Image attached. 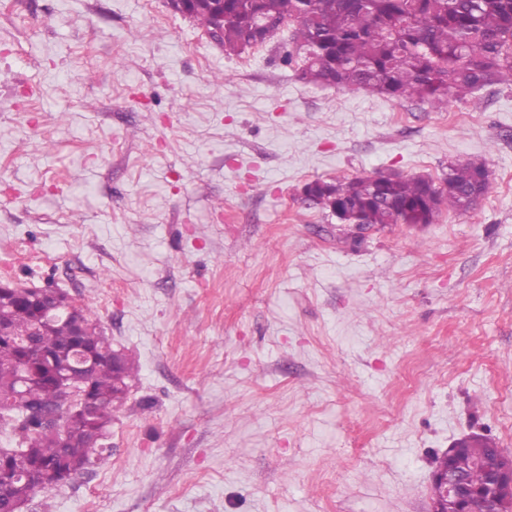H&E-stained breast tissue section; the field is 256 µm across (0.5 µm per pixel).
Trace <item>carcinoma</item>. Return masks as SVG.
I'll use <instances>...</instances> for the list:
<instances>
[{
  "label": "carcinoma",
  "mask_w": 512,
  "mask_h": 512,
  "mask_svg": "<svg viewBox=\"0 0 512 512\" xmlns=\"http://www.w3.org/2000/svg\"><path fill=\"white\" fill-rule=\"evenodd\" d=\"M192 0L187 17L213 35L224 53L240 54L267 43L290 28L280 43L282 60L300 65L307 84L358 89L399 101L446 106L491 85L512 87V0ZM485 161L448 165L447 189L439 191L422 177L356 176L307 183L304 200L338 221L363 224H430L441 208L467 210L487 192L478 176ZM43 288L0 289V512H12L38 491L109 462L103 440L112 423V407L129 390L133 365L112 346L97 315L78 306L87 331L73 335L72 318L61 312L42 322L36 341L46 355V370L57 381L28 377L22 370L25 348L38 319L32 298ZM82 345L93 357L79 362ZM85 393L99 405L94 414L63 420L51 431L26 418L36 405L74 411ZM496 442L482 436L468 441L454 457L466 483L481 489L483 461Z\"/></svg>",
  "instance_id": "carcinoma-1"
}]
</instances>
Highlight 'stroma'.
I'll use <instances>...</instances> for the list:
<instances>
[{
  "mask_svg": "<svg viewBox=\"0 0 512 512\" xmlns=\"http://www.w3.org/2000/svg\"><path fill=\"white\" fill-rule=\"evenodd\" d=\"M466 158L487 193L430 224L301 200ZM0 281L137 368L108 464L24 512H430L454 441L512 452V88L437 111L225 54L168 0H0Z\"/></svg>",
  "mask_w": 512,
  "mask_h": 512,
  "instance_id": "obj_1",
  "label": "stroma"
}]
</instances>
